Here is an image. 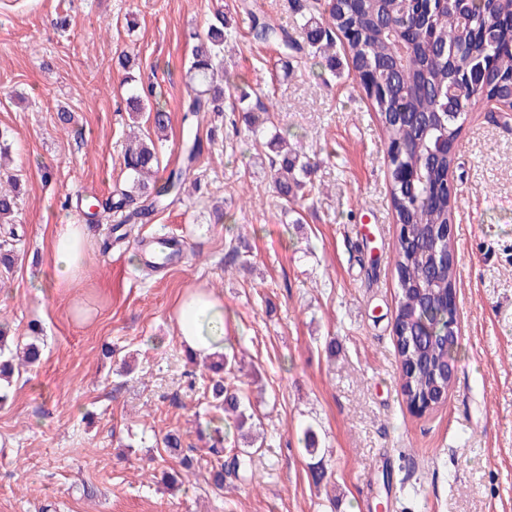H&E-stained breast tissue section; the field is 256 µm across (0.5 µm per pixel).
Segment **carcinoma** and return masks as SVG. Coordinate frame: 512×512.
<instances>
[{
    "mask_svg": "<svg viewBox=\"0 0 512 512\" xmlns=\"http://www.w3.org/2000/svg\"><path fill=\"white\" fill-rule=\"evenodd\" d=\"M458 3L442 4L429 22L420 24L406 0H309L301 5L309 18L303 24L306 39L300 43L288 31L276 29L251 16L252 35L257 40L275 42L283 51L316 57L333 47L336 33L345 35L344 50L359 77L358 85L377 112L388 153L391 171L414 177V181H390L392 205L399 226L394 266L398 304L394 318L395 348L405 367L401 393L407 406L419 413L434 410L442 403L455 376V358L448 351V290L456 287V269L436 262L442 253L455 250L445 226L453 221L456 200L448 196V169L454 159L448 156L447 141L458 136V117L465 112L468 97L478 99L487 84L485 69L492 67L502 80L512 75V0H469L463 5L472 17V28L487 33L478 42L456 34ZM227 21L216 17L204 37L192 50L187 68L191 93L184 107L188 161L201 152L193 129L206 112L221 111L224 86V40ZM465 90L462 100L448 97V84ZM253 134L262 132L266 109L247 107ZM274 153L271 168L276 171V186L282 199L305 186L311 170L309 160L288 149L279 136L270 140ZM158 165L156 147L142 142L128 149L125 166L133 190L116 194L105 209L116 224H147L165 201L178 194L187 170L179 167L166 178L152 183L145 175ZM7 188H0V221L13 213L18 196V181L10 176ZM10 350L0 331V381L11 383ZM235 356L224 353L212 366L205 390L214 407L236 415L238 429L247 417L241 410L243 395L224 383V368ZM255 440L231 461L232 473H245L257 450ZM166 452L181 459L182 466L193 467L191 449L183 446L177 434L164 439ZM224 449L214 448L212 480L224 489Z\"/></svg>",
    "mask_w": 512,
    "mask_h": 512,
    "instance_id": "1",
    "label": "carcinoma"
}]
</instances>
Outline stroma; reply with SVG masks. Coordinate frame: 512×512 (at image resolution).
<instances>
[{
	"label": "stroma",
	"instance_id": "1",
	"mask_svg": "<svg viewBox=\"0 0 512 512\" xmlns=\"http://www.w3.org/2000/svg\"><path fill=\"white\" fill-rule=\"evenodd\" d=\"M218 9L233 30L223 127L212 139L199 125L191 186L138 239L103 249L87 204L128 188L126 145L150 133L155 107L171 117L160 176L183 162L184 65ZM254 15L305 38L298 0H0V132L19 179L0 224L14 247L0 323L11 345L41 349L0 403V512H512V112L477 102L461 120L449 174L458 360L446 401L418 415L394 344L397 226L379 118L344 53L332 66L281 54L253 38ZM130 75L153 88L135 118ZM241 103L268 107L261 137ZM61 108L74 116L66 129ZM276 134L311 163L289 202L271 179ZM76 218L88 262L59 288L50 243ZM194 288L224 299L237 355L225 381L250 397L240 433L175 334V304ZM169 433L193 448L195 471L164 452ZM245 434L262 443L252 477L215 489L212 445L229 457Z\"/></svg>",
	"mask_w": 512,
	"mask_h": 512
}]
</instances>
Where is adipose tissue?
Instances as JSON below:
<instances>
[{
	"label": "adipose tissue",
	"mask_w": 512,
	"mask_h": 512,
	"mask_svg": "<svg viewBox=\"0 0 512 512\" xmlns=\"http://www.w3.org/2000/svg\"><path fill=\"white\" fill-rule=\"evenodd\" d=\"M55 280L70 283L85 267L86 234L79 222L58 225L51 244ZM177 336L193 359L211 358L224 351V301L206 288L183 296L176 312Z\"/></svg>",
	"instance_id": "obj_1"
}]
</instances>
